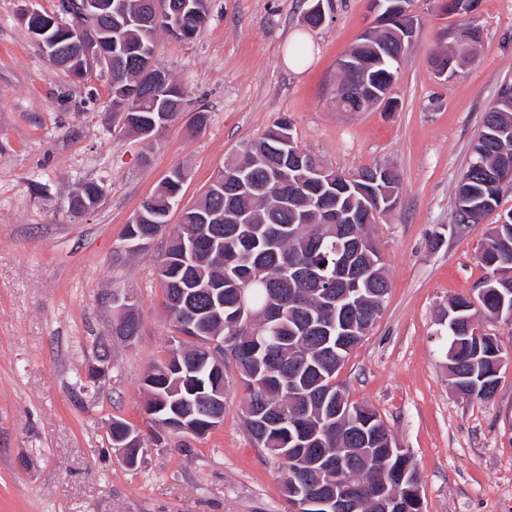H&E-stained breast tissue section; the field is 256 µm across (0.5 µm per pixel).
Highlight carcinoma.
Instances as JSON below:
<instances>
[{
  "label": "carcinoma",
  "instance_id": "obj_1",
  "mask_svg": "<svg viewBox=\"0 0 512 512\" xmlns=\"http://www.w3.org/2000/svg\"><path fill=\"white\" fill-rule=\"evenodd\" d=\"M118 4L105 37L112 47V80L128 86L130 97H112V111L134 117L132 131L141 134L179 115L177 103L184 92L173 80L163 86L150 84L139 59H153L160 27L185 40L197 37L208 18L209 0H177L171 16L158 26L142 22L149 0ZM374 30L375 38L362 39L349 51L353 67L340 71L341 81L354 83L358 90L351 102L337 101L344 109L366 110L373 92L394 83L400 53L409 47L377 26ZM465 34L460 31L430 63L445 58L449 71H455L470 58L456 49ZM288 125V119H281L260 139L246 143L202 198L182 211L175 226L169 224V214L184 174L174 169L141 205L144 217L125 226L124 237L135 251L166 238L157 266L166 308L177 326L196 310L205 316L197 324L200 337H224V361L235 366L246 393L244 425L258 447L283 460L282 486L298 483L312 496L335 486L317 461L346 448L361 455L350 474L359 492L351 509L376 512L375 491L383 483L406 496L407 481L417 477L411 456L397 447L373 407L352 402L345 393L338 398L334 391L324 401L316 391L336 378L347 355L382 313L380 298L389 281L379 249L367 248L359 271V335L337 331L346 313L321 310L318 298L324 291L336 293V245L352 238L372 239L375 215L390 209L395 200L378 203L367 191L362 178L371 169L355 178L338 174L299 146L288 145L283 138ZM471 151L481 156L483 166L468 164L456 185V218L461 224L468 223L467 206L483 214L499 206L502 187L492 185L487 172L506 158L512 160V83L501 85ZM301 157L326 170L327 176L309 178L307 169L300 167ZM480 250L485 252L480 264L487 271L482 282L487 293L475 302L467 297L451 301L446 358L453 386L470 397L490 400L499 377L489 376L490 347L480 322L494 318L503 302L496 290L505 285L496 274L512 272V212L490 229ZM272 300L279 302L281 315L270 327L258 312ZM219 301L224 303L222 320L211 315ZM503 303L512 304V295ZM120 306L127 310L112 323V335H139L138 306ZM226 380V370L216 366L203 343L184 340L144 378L146 412L152 423L176 434L201 433L214 424L210 415L223 413ZM109 437L112 447L125 456L146 448L136 426L121 419L112 420Z\"/></svg>",
  "mask_w": 512,
  "mask_h": 512
}]
</instances>
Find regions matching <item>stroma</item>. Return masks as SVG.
Masks as SVG:
<instances>
[{
  "instance_id": "obj_1",
  "label": "stroma",
  "mask_w": 512,
  "mask_h": 512,
  "mask_svg": "<svg viewBox=\"0 0 512 512\" xmlns=\"http://www.w3.org/2000/svg\"><path fill=\"white\" fill-rule=\"evenodd\" d=\"M306 0H211L193 40L158 32L153 61L185 91L175 121L144 141L124 128L106 79L52 63L23 20L60 0H0V512H290L278 461L245 430V393L224 392V424L201 438L147 434L145 466L122 464L112 419L145 427L141 383L168 356L176 327L157 274L161 243L129 253L124 227L174 168L193 205L243 144L281 117L300 148L344 175L375 165L401 178L396 205L372 226L390 288L378 322L338 373L351 401L373 407L419 475L423 512H512V368L488 401L457 393L441 320L475 297L477 253L512 212V187L475 224L455 216V186L500 86L512 81V0H478L443 16L413 0L419 26L388 108L344 112L338 60L374 16L369 0H330L304 22ZM467 25L482 41L450 77L430 58ZM308 56L296 64L291 42ZM205 112L204 127L194 123ZM99 206L72 214L84 182ZM141 313L133 343L114 339L111 293ZM105 343L112 372L85 382Z\"/></svg>"
}]
</instances>
